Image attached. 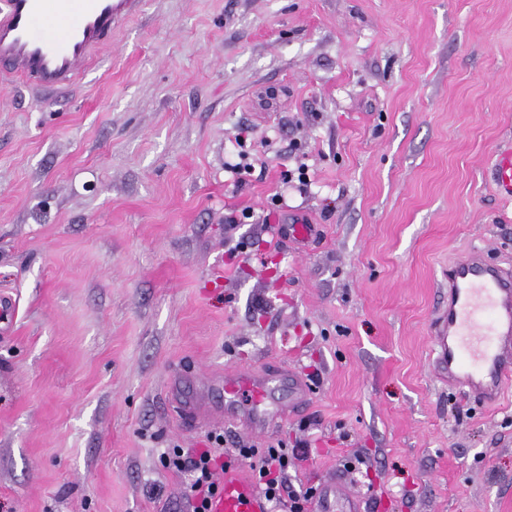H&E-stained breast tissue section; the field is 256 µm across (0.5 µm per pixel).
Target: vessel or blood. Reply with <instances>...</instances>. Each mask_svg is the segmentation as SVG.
<instances>
[{"mask_svg":"<svg viewBox=\"0 0 512 512\" xmlns=\"http://www.w3.org/2000/svg\"><path fill=\"white\" fill-rule=\"evenodd\" d=\"M136 0H0V74L21 78L43 91L72 86L82 68L97 57L112 35L113 25ZM493 179L505 200H512V149L500 150ZM436 377L466 398L497 402L512 381V270L488 265L474 250L448 267V306L431 325ZM223 406L211 418L245 423L250 432L272 430L288 411L297 409L306 390L296 373L255 375L225 373L220 382ZM287 396L270 401L273 388ZM248 394L250 405L238 403ZM169 396L186 428L203 419L202 394L186 391L172 380ZM326 512H363L358 496L337 487ZM209 512H271L266 498L236 468L224 473L222 491Z\"/></svg>","mask_w":512,"mask_h":512,"instance_id":"b4317fda","label":"vessel or blood"}]
</instances>
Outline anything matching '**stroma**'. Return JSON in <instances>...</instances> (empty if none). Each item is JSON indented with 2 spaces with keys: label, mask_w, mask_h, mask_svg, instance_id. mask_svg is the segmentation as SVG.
Wrapping results in <instances>:
<instances>
[{
  "label": "stroma",
  "mask_w": 512,
  "mask_h": 512,
  "mask_svg": "<svg viewBox=\"0 0 512 512\" xmlns=\"http://www.w3.org/2000/svg\"><path fill=\"white\" fill-rule=\"evenodd\" d=\"M509 144L512 0H141L72 87L0 76V512H190L161 454L212 431L366 512H512V386L467 401L430 339L449 262L512 268ZM289 367L265 434L169 401ZM493 179L506 201L512 200V149H501L492 166ZM329 496L330 492L325 501L327 512H362L364 510L362 499L345 491L341 477H336V491L332 502Z\"/></svg>",
  "instance_id": "obj_1"
}]
</instances>
